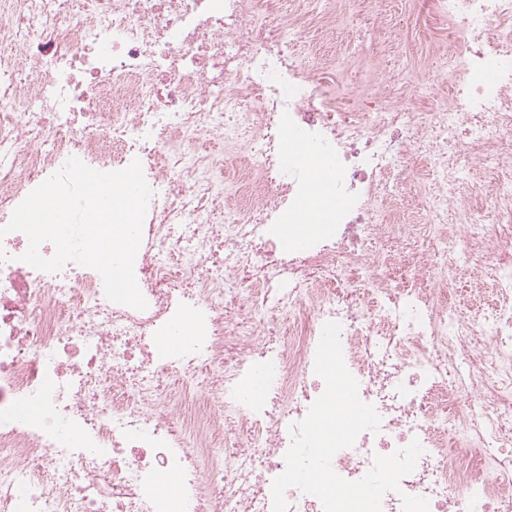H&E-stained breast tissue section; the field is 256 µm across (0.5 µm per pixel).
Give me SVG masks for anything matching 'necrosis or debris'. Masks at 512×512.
Here are the masks:
<instances>
[{
	"instance_id": "1",
	"label": "necrosis or debris",
	"mask_w": 512,
	"mask_h": 512,
	"mask_svg": "<svg viewBox=\"0 0 512 512\" xmlns=\"http://www.w3.org/2000/svg\"><path fill=\"white\" fill-rule=\"evenodd\" d=\"M383 2L317 0V15L356 24ZM426 6L452 52L358 68L343 108L320 96L283 0H0V226L72 156L140 162L153 191L143 310L108 300L94 269L22 262L25 234L0 238V512H167L171 496L185 512H272L289 427L325 387L328 321L381 417L334 471L358 480L416 440L382 512L405 493L430 512H512V0ZM214 137L223 152L201 151ZM324 162L329 210L307 199ZM228 163L252 201L225 190ZM279 224L334 235L284 247ZM461 270L471 291L491 276V316L459 311Z\"/></svg>"
}]
</instances>
